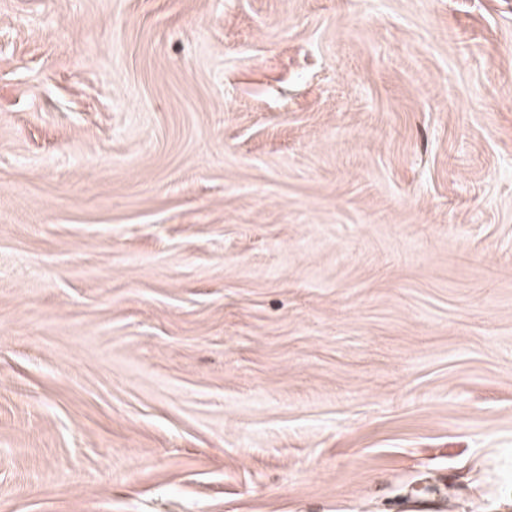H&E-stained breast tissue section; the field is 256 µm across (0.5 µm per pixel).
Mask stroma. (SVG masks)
<instances>
[{
	"label": "stroma",
	"instance_id": "stroma-1",
	"mask_svg": "<svg viewBox=\"0 0 512 512\" xmlns=\"http://www.w3.org/2000/svg\"><path fill=\"white\" fill-rule=\"evenodd\" d=\"M512 512V0H0V512Z\"/></svg>",
	"mask_w": 512,
	"mask_h": 512
}]
</instances>
